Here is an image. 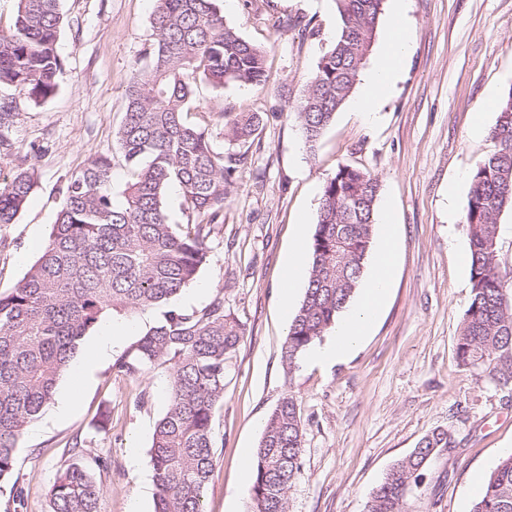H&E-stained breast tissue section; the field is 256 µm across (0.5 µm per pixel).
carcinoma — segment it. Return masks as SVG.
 <instances>
[{
    "label": "carcinoma",
    "instance_id": "obj_1",
    "mask_svg": "<svg viewBox=\"0 0 512 512\" xmlns=\"http://www.w3.org/2000/svg\"><path fill=\"white\" fill-rule=\"evenodd\" d=\"M12 28L0 30V149L19 159L0 179V225L13 224L34 188L23 147L11 138L20 107L58 90L64 61L57 50L61 0H17ZM146 65L125 90L117 142L130 180L123 202L112 197V158L93 156L59 187L61 206L46 247L23 280L0 293V484L12 482L26 424L52 400L84 339L109 310L135 314L165 306L192 282L209 257L207 239L224 223V203L238 165L264 124L259 112H222L224 152L205 126L190 124L193 87L206 81L258 86L267 80L266 51L224 21L218 0H156ZM340 29L294 106L305 142L323 130L351 96L368 58L383 0H334ZM496 149L473 171L465 212L471 254V301L456 343L457 365L512 393V288L498 270L501 210L512 206V90L491 130ZM181 187L188 220H167L163 195ZM378 179L341 164L324 186L310 244L302 303L282 354L293 367L346 309L368 259ZM244 326L217 293L200 310L170 307L113 367L134 374L163 363L172 370L169 405L150 449L158 489L155 512H203L214 469L213 421L224 403V371ZM80 442L50 490L49 512H101V487ZM456 448L445 430L423 437L376 488L368 512H405L408 490L422 483L432 456ZM302 466V425L293 398L269 415L255 452V512H287L288 490ZM471 512H512V454L487 478Z\"/></svg>",
    "mask_w": 512,
    "mask_h": 512
}]
</instances>
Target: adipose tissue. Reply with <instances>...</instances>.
<instances>
[{"label":"adipose tissue","mask_w":512,"mask_h":512,"mask_svg":"<svg viewBox=\"0 0 512 512\" xmlns=\"http://www.w3.org/2000/svg\"><path fill=\"white\" fill-rule=\"evenodd\" d=\"M410 48L406 29L393 25L380 55L363 76L365 92L353 108L367 122L374 121L380 104L395 85L401 64ZM393 231H386L375 258V270L363 289L360 300L337 324L333 335L324 344L308 352L311 362L332 364L341 361L362 342L379 315L390 284L393 269Z\"/></svg>","instance_id":"adipose-tissue-1"}]
</instances>
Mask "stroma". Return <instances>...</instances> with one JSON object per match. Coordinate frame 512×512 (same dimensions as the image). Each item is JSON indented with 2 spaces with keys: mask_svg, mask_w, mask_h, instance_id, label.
<instances>
[{
  "mask_svg": "<svg viewBox=\"0 0 512 512\" xmlns=\"http://www.w3.org/2000/svg\"><path fill=\"white\" fill-rule=\"evenodd\" d=\"M225 21L267 52L263 86L197 83L192 123L219 131L223 111L264 112L268 120L235 174L224 222L208 239L209 260L172 298L185 311L203 308L216 293L245 327L224 376V405L214 418L215 469L204 491L206 512H226L238 498L252 512L256 450L262 425L277 404L293 397L303 434L302 469L288 491V512H366L377 486L428 433L445 430L455 453L436 455L407 512H470L487 478L512 448V402L458 367L456 342L471 300L464 224L472 171L495 149L490 137L471 139L474 121L492 128L496 104L512 91V0H404L411 46L376 122L344 105L309 152L293 108L320 56L335 41L333 0H219ZM58 52L64 71L56 94L22 108L14 141L39 145L28 158L35 185L16 223L0 226V292L15 288L49 240L61 205L58 189L92 155L112 158V192L129 173L116 133L124 92L145 65L153 40L154 0H62ZM369 171L380 185L377 211H390L395 265L383 308L359 347L341 362L288 367L282 345L302 301L282 304L285 259L297 234L312 238L325 181L338 165ZM163 318L152 308L135 315L108 312L102 324H132L111 358L75 367L55 395L77 390L68 417L53 406L23 431L15 475L24 489L16 509L0 491V512H48L49 491L71 458L107 457L98 475L101 512H129L145 493L155 512L157 488L149 450L156 421L169 404L172 371L157 364L129 375L114 359ZM112 422L99 429L101 413ZM137 451L140 468L129 466Z\"/></svg>",
  "mask_w": 512,
  "mask_h": 512,
  "instance_id": "stroma-1",
  "label": "stroma"
}]
</instances>
